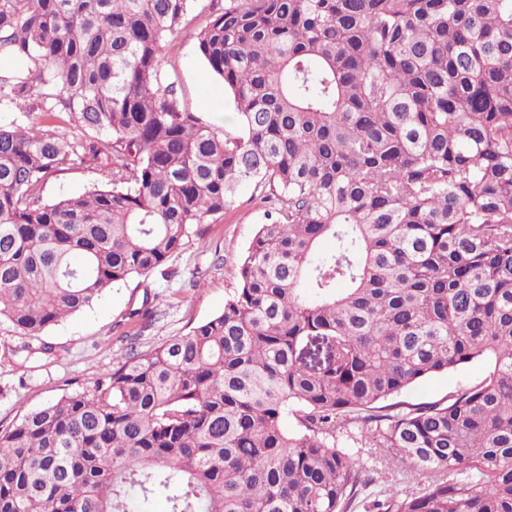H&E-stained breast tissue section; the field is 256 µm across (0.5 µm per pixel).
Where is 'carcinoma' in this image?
<instances>
[{"instance_id": "cac0c4a2", "label": "carcinoma", "mask_w": 512, "mask_h": 512, "mask_svg": "<svg viewBox=\"0 0 512 512\" xmlns=\"http://www.w3.org/2000/svg\"><path fill=\"white\" fill-rule=\"evenodd\" d=\"M190 2L0 0L27 118L0 123V319L39 336L148 277L242 185L266 217L222 311L0 428V512H351L354 423L424 479L373 512H512V0H211L236 134L161 75ZM83 165L104 185L45 200ZM480 358L477 386L390 402Z\"/></svg>"}]
</instances>
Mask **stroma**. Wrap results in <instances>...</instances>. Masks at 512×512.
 <instances>
[{
	"label": "stroma",
	"mask_w": 512,
	"mask_h": 512,
	"mask_svg": "<svg viewBox=\"0 0 512 512\" xmlns=\"http://www.w3.org/2000/svg\"><path fill=\"white\" fill-rule=\"evenodd\" d=\"M161 69L177 78L184 106L203 123L237 132L235 107L222 81L200 79L205 65L193 38L167 44ZM251 194L248 188L240 191L223 219L211 224L206 243L190 241L161 270L106 290L91 307L40 336L22 335L0 319V426L63 395L92 390L128 353L130 344L148 351L220 312L236 286L237 265L265 222L264 209ZM147 289L154 296V319L144 327L130 320L128 312ZM489 371L487 360L476 359L422 379L401 399L410 404L436 402L480 384Z\"/></svg>",
	"instance_id": "obj_1"
}]
</instances>
